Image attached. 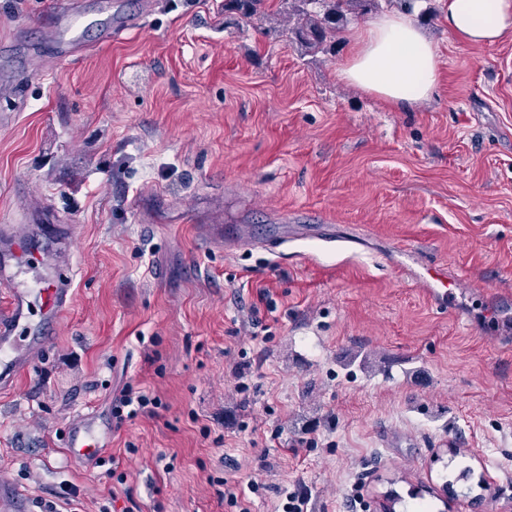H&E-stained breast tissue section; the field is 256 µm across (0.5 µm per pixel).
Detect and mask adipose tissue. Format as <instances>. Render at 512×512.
Wrapping results in <instances>:
<instances>
[{
    "label": "adipose tissue",
    "mask_w": 512,
    "mask_h": 512,
    "mask_svg": "<svg viewBox=\"0 0 512 512\" xmlns=\"http://www.w3.org/2000/svg\"><path fill=\"white\" fill-rule=\"evenodd\" d=\"M439 19L466 44L488 47L512 39V0H441ZM348 58L338 78L408 109L433 94L438 65L432 43L411 12L386 13L351 34Z\"/></svg>",
    "instance_id": "obj_1"
}]
</instances>
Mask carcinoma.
<instances>
[{"label": "carcinoma", "instance_id": "1", "mask_svg": "<svg viewBox=\"0 0 512 512\" xmlns=\"http://www.w3.org/2000/svg\"><path fill=\"white\" fill-rule=\"evenodd\" d=\"M379 10V0H224V13L243 23L288 18V39L306 53L327 52L347 26Z\"/></svg>", "mask_w": 512, "mask_h": 512}]
</instances>
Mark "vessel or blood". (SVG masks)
<instances>
[{
	"label": "vessel or blood",
	"mask_w": 512,
	"mask_h": 512,
	"mask_svg": "<svg viewBox=\"0 0 512 512\" xmlns=\"http://www.w3.org/2000/svg\"><path fill=\"white\" fill-rule=\"evenodd\" d=\"M74 14L59 7L49 40L59 59L66 60L84 48L80 25ZM31 241L17 239L8 252L0 254V292L7 306L0 311V390L28 372L50 342L62 317L73 304V279L60 263L41 266L35 281H27ZM68 455L86 469H93L100 454L112 445V431L101 428L92 414L73 419L65 429ZM24 494L9 481L0 480V512H25Z\"/></svg>",
	"instance_id": "obj_1"
}]
</instances>
